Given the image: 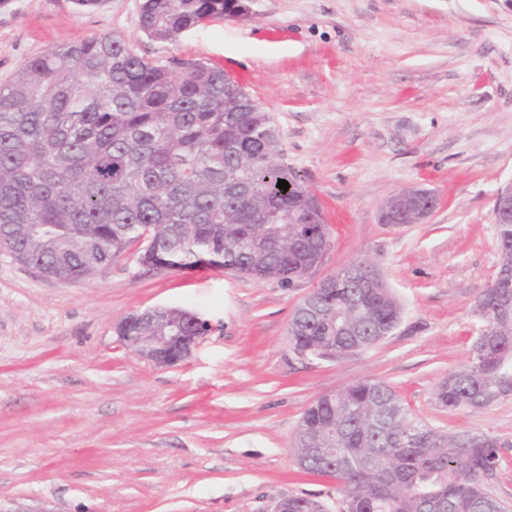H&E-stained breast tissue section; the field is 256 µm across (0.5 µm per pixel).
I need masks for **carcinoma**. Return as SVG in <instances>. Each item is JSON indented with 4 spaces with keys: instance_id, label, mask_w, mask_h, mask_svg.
<instances>
[{
    "instance_id": "carcinoma-1",
    "label": "carcinoma",
    "mask_w": 512,
    "mask_h": 512,
    "mask_svg": "<svg viewBox=\"0 0 512 512\" xmlns=\"http://www.w3.org/2000/svg\"><path fill=\"white\" fill-rule=\"evenodd\" d=\"M239 0H143L140 28L173 41L240 10ZM269 113L224 70L194 59L147 60L122 35L103 34L25 61L0 87V245L64 282L102 271L138 246L146 266L206 262L283 287L329 249L316 197L283 158ZM288 190L277 187L278 180ZM415 219L429 205L397 195ZM498 270H512V223L497 224ZM499 289L473 314L505 336L475 337L470 358L435 392L450 410L486 408L512 390V321ZM399 304L342 279L313 288L289 340L300 354L336 359L368 347ZM345 313L359 331L340 328ZM336 428L332 440L323 431ZM336 449V458L316 452ZM302 469L336 479L344 512H502L484 492L501 453L487 434L443 433L415 417L389 384L365 380L316 399L296 438ZM279 512H324L288 496Z\"/></svg>"
}]
</instances>
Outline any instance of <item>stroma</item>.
Returning a JSON list of instances; mask_svg holds the SVG:
<instances>
[{
  "mask_svg": "<svg viewBox=\"0 0 512 512\" xmlns=\"http://www.w3.org/2000/svg\"><path fill=\"white\" fill-rule=\"evenodd\" d=\"M141 0H8L0 86L30 57L120 34L149 60L224 68L282 133L284 159L322 205L331 247L284 288L213 266L160 270L136 253L61 283L0 249V512H269L304 495L295 440L322 395L378 379L445 432L485 433L502 461L483 489L512 512V397L451 411L435 391L468 361L471 310L498 262L492 210L512 181V0H255L246 19L173 41L139 26ZM438 197L392 228L393 194ZM374 262L401 306L379 343L335 361L293 349L288 325L319 281ZM179 307L207 320L160 366L118 336L129 316Z\"/></svg>",
  "mask_w": 512,
  "mask_h": 512,
  "instance_id": "obj_1",
  "label": "stroma"
}]
</instances>
